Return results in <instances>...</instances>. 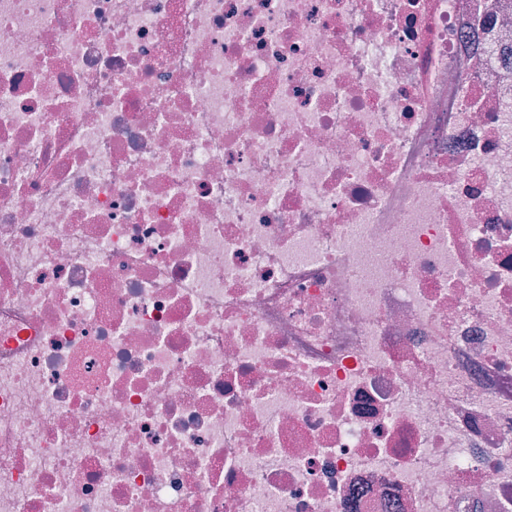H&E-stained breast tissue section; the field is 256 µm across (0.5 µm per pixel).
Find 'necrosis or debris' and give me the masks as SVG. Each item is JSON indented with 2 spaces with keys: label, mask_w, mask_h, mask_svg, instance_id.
<instances>
[{
  "label": "necrosis or debris",
  "mask_w": 512,
  "mask_h": 512,
  "mask_svg": "<svg viewBox=\"0 0 512 512\" xmlns=\"http://www.w3.org/2000/svg\"><path fill=\"white\" fill-rule=\"evenodd\" d=\"M0 512H512V0H0Z\"/></svg>",
  "instance_id": "obj_1"
}]
</instances>
